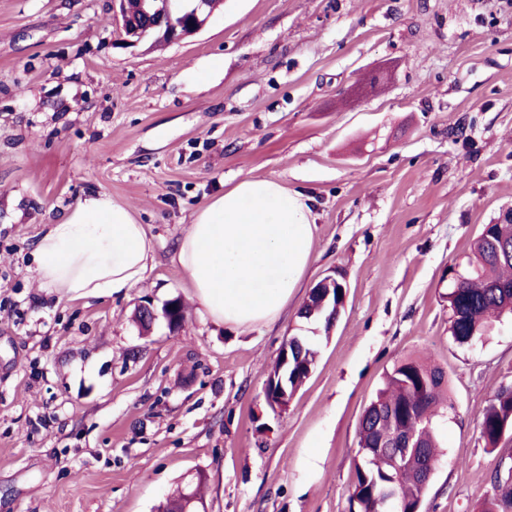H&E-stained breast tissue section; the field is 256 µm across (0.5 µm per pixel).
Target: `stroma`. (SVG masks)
<instances>
[{
  "label": "stroma",
  "mask_w": 512,
  "mask_h": 512,
  "mask_svg": "<svg viewBox=\"0 0 512 512\" xmlns=\"http://www.w3.org/2000/svg\"><path fill=\"white\" fill-rule=\"evenodd\" d=\"M120 38L111 0H0V512H155L196 471L207 512H351L359 419L407 358L452 402L422 512H478L512 465V438L480 434L512 318L457 343L446 294L512 220V0H226L182 43ZM247 175L310 199L313 261L275 321L233 327L173 258ZM96 192L148 226L153 262L127 296L58 299L37 243ZM331 274L345 306L314 332L299 311ZM294 335L317 362L274 410Z\"/></svg>",
  "instance_id": "1"
}]
</instances>
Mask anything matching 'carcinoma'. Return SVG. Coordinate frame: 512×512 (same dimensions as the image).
Returning a JSON list of instances; mask_svg holds the SVG:
<instances>
[{
	"label": "carcinoma",
	"instance_id": "cac0c4a2",
	"mask_svg": "<svg viewBox=\"0 0 512 512\" xmlns=\"http://www.w3.org/2000/svg\"><path fill=\"white\" fill-rule=\"evenodd\" d=\"M475 259L463 268L464 280L448 289L450 332L460 344L483 335L494 321L512 315V221L486 224L473 246ZM332 302L309 297L303 312L329 332ZM303 359L288 374V386L305 384L315 367L318 350L303 342ZM444 375L414 359H406L386 375L380 389L364 409L358 425V459L349 500L357 512H378L379 497L387 492L410 510L421 512L429 485L418 475L424 460L413 453L399 465L385 449L401 430L414 433L431 458L437 456V435L429 427L443 402ZM512 427V389H500L482 414L481 436L494 448L502 426ZM480 512H512V488L483 503Z\"/></svg>",
	"mask_w": 512,
	"mask_h": 512
}]
</instances>
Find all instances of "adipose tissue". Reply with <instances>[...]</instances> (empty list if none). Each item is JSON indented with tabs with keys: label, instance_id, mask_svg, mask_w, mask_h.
Here are the masks:
<instances>
[{
	"label": "adipose tissue",
	"instance_id": "obj_1",
	"mask_svg": "<svg viewBox=\"0 0 512 512\" xmlns=\"http://www.w3.org/2000/svg\"><path fill=\"white\" fill-rule=\"evenodd\" d=\"M310 205L279 182L248 176L202 207L180 237L175 261L214 321L276 320L313 259ZM153 242L130 210L92 193L48 225L35 274L59 298L128 294L146 274Z\"/></svg>",
	"mask_w": 512,
	"mask_h": 512
}]
</instances>
